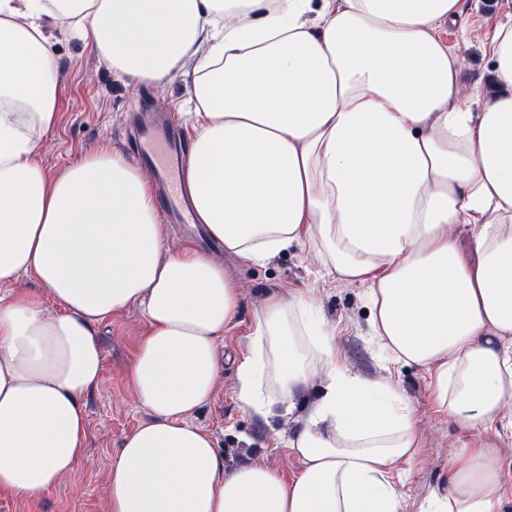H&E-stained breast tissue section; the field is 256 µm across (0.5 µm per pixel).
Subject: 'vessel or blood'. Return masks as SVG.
<instances>
[{
	"label": "vessel or blood",
	"mask_w": 512,
	"mask_h": 512,
	"mask_svg": "<svg viewBox=\"0 0 512 512\" xmlns=\"http://www.w3.org/2000/svg\"><path fill=\"white\" fill-rule=\"evenodd\" d=\"M136 157L151 168L160 185L158 204L169 221L188 224L193 210L186 198L181 175L187 147L168 131L159 117L144 121L135 135Z\"/></svg>",
	"instance_id": "b4317fda"
}]
</instances>
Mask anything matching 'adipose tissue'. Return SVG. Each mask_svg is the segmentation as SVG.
<instances>
[{
	"label": "adipose tissue",
	"instance_id": "ef3b65f1",
	"mask_svg": "<svg viewBox=\"0 0 512 512\" xmlns=\"http://www.w3.org/2000/svg\"><path fill=\"white\" fill-rule=\"evenodd\" d=\"M459 0H0V493L34 497L84 453L82 400L101 382L95 327L147 323L129 368L150 413L123 435L107 512H400L391 466L417 446L413 409L336 361L303 296L269 298L238 365L255 413L325 384L288 439L291 480L225 473L192 421L214 394L241 294L223 264L165 247L155 190L118 148L56 175L37 159L56 124L59 18L131 85L192 75L187 184L197 223L266 264L295 244L368 285L392 361L432 377L463 441L422 512H503L495 452L512 397V19L487 52L497 88L473 106L439 34ZM467 231L459 240L456 226ZM34 274L58 303L18 288ZM274 368L277 395L261 389Z\"/></svg>",
	"mask_w": 512,
	"mask_h": 512
}]
</instances>
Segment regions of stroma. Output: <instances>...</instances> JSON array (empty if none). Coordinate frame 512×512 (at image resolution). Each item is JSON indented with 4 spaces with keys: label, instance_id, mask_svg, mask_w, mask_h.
I'll return each mask as SVG.
<instances>
[{
    "label": "stroma",
    "instance_id": "stroma-1",
    "mask_svg": "<svg viewBox=\"0 0 512 512\" xmlns=\"http://www.w3.org/2000/svg\"><path fill=\"white\" fill-rule=\"evenodd\" d=\"M512 15V0H460L459 15L440 30L449 49L463 59L460 82L464 94L492 99L495 89L487 44L496 26ZM51 46L59 61L60 95L56 126L46 134L38 158L55 174L85 153L118 147L133 154L130 130L140 112L151 107L168 114L188 112L191 79L176 77L164 90L133 87L114 75L98 57L91 42L74 38L62 23H49ZM168 247L191 245L222 261L237 280L242 301L238 317L224 332L220 375L213 397L195 414L194 423L208 432L225 470L245 464L269 467L292 477L300 464L287 438L296 417L306 416L324 385L314 375L296 394L293 417L266 419L239 401L237 366L255 351L253 321L264 300L308 295L319 315L335 326L332 338L340 364L362 379L393 387L413 408L419 446L415 455L398 462L401 512H420L425 499L448 475L461 433L448 416L437 413L430 401V376L414 364L392 362L372 338L366 289L327 276L308 247L295 245L256 266L214 247L202 225L168 224ZM146 330L138 308L101 323L97 335L102 348V385L84 399L87 417L86 455L59 485L36 498L0 494V512H107L106 477L122 436L147 417L130 393L128 370Z\"/></svg>",
    "mask_w": 512,
    "mask_h": 512
}]
</instances>
